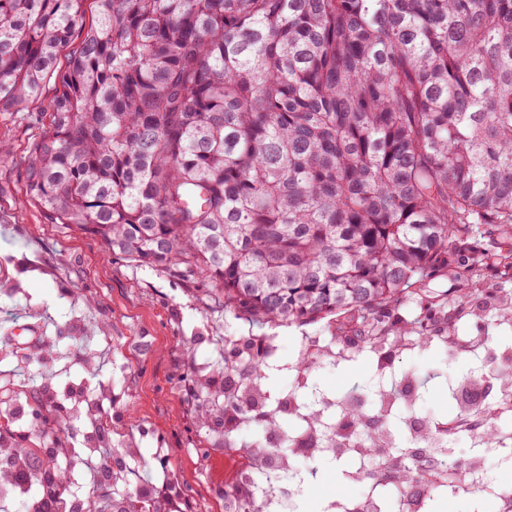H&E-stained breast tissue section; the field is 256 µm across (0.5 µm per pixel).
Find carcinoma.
Here are the masks:
<instances>
[{"mask_svg": "<svg viewBox=\"0 0 512 512\" xmlns=\"http://www.w3.org/2000/svg\"><path fill=\"white\" fill-rule=\"evenodd\" d=\"M0 0V112L54 81L49 119L27 160V200L55 224L140 266L211 286L214 307L259 324L350 315L371 333L351 350L385 369L388 349H427L455 334L452 309L425 288L476 224L512 230V0ZM80 35L65 65L61 51ZM512 322V304L484 295ZM413 300L422 316L385 322ZM262 336H226L205 372L186 354L194 418L208 443L260 420L241 450L257 469L281 464L270 440L290 434L297 393L268 412ZM320 356L294 369L308 380ZM512 383V353L495 358ZM402 380L374 410L309 407L314 425L365 444L388 467L365 475L425 507L447 491L432 431L390 427L407 405ZM38 398L48 414L66 411ZM499 426L469 430L488 447ZM351 474L352 455L327 457ZM88 512H121L109 487Z\"/></svg>", "mask_w": 512, "mask_h": 512, "instance_id": "1", "label": "carcinoma"}]
</instances>
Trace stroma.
<instances>
[{"instance_id": "obj_1", "label": "stroma", "mask_w": 512, "mask_h": 512, "mask_svg": "<svg viewBox=\"0 0 512 512\" xmlns=\"http://www.w3.org/2000/svg\"><path fill=\"white\" fill-rule=\"evenodd\" d=\"M56 94L47 83L40 100L20 111L0 113V142L11 153L0 158V280L16 281L17 293L0 292V375L40 389L52 378L58 394L86 377L82 359L96 350L100 379L111 382L115 396L108 411L118 417L119 433L135 438L142 458L152 462L157 449L168 451L167 467L179 481L196 485L214 460L190 456L201 447L204 431L195 427L192 400L180 384L183 343L197 359L217 358L216 336H271L278 347V370L268 384L278 392L295 388L290 366L305 342L328 344L333 329L324 323L305 326L260 325L213 309L202 282H186L161 267L139 266L114 256L96 237L49 221L24 200L30 145L47 123L46 111ZM434 295H468L476 288L512 294V235L478 227L459 250L432 273ZM22 323L41 329V346L49 355L43 366H18L9 331ZM111 329L112 347H99L98 327ZM412 374L427 379L430 390L417 400L415 413L441 422L457 415L448 396L462 376L491 379L492 367L467 351L445 361L441 351L401 349L377 372L366 356L346 361L321 360L306 394L368 395L379 376Z\"/></svg>"}]
</instances>
